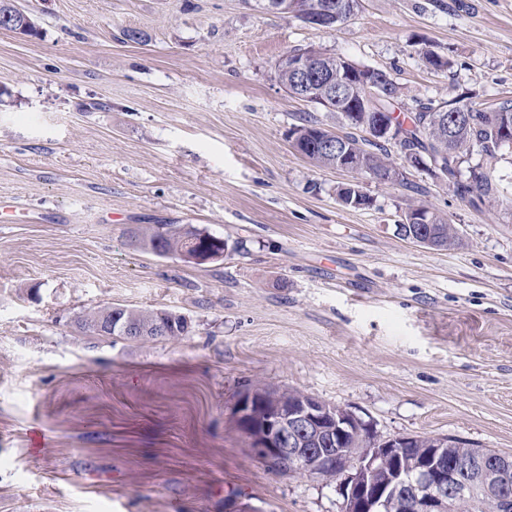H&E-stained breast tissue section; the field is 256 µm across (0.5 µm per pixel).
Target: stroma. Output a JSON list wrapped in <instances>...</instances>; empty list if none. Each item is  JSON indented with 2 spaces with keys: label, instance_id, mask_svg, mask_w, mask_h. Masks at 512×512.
Here are the masks:
<instances>
[{
  "label": "stroma",
  "instance_id": "1",
  "mask_svg": "<svg viewBox=\"0 0 512 512\" xmlns=\"http://www.w3.org/2000/svg\"><path fill=\"white\" fill-rule=\"evenodd\" d=\"M11 2L37 32L0 30V512H340L335 481L269 469L237 430L255 386L385 438L512 454V146L461 164L499 191L478 209L411 172L463 239L428 249L397 229L411 192L292 147L304 115L347 127L275 76L313 46L390 73L403 117L465 91L512 99V0H360L334 29L254 0ZM348 184L371 206H343ZM140 224L242 249L137 251ZM113 305L192 330L133 342L72 323Z\"/></svg>",
  "mask_w": 512,
  "mask_h": 512
}]
</instances>
